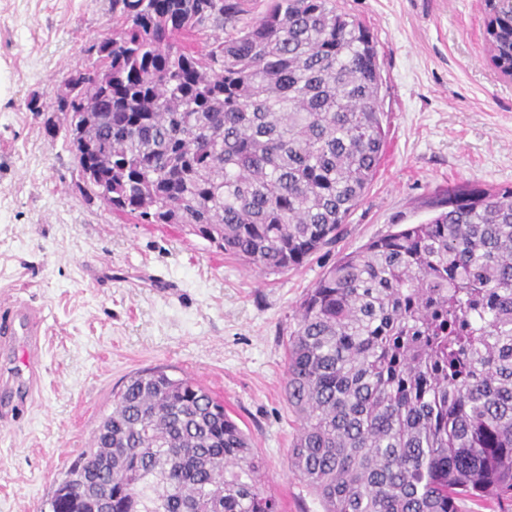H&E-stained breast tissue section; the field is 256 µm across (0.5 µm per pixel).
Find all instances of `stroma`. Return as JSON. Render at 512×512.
I'll list each match as a JSON object with an SVG mask.
<instances>
[{"instance_id":"stroma-1","label":"stroma","mask_w":512,"mask_h":512,"mask_svg":"<svg viewBox=\"0 0 512 512\" xmlns=\"http://www.w3.org/2000/svg\"><path fill=\"white\" fill-rule=\"evenodd\" d=\"M376 44L386 153L343 235L299 268L263 272L173 224L86 200L56 91L91 66L116 23L109 0H0V298L46 315L38 386L22 349H0V512H40L134 373L193 378L223 400L263 458L281 512H323L288 469L298 423L284 343L304 294L341 257L433 217L451 186L512 188V80L497 75L484 0H336ZM39 94L44 114L26 102Z\"/></svg>"}]
</instances>
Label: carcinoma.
Listing matches in <instances>:
<instances>
[{
	"mask_svg": "<svg viewBox=\"0 0 512 512\" xmlns=\"http://www.w3.org/2000/svg\"><path fill=\"white\" fill-rule=\"evenodd\" d=\"M110 0L119 32L56 96L92 194L177 224L262 271L336 243L386 131L369 30L335 0ZM209 33L199 52L179 36ZM490 60L512 72L486 13ZM446 210L366 244L300 301L285 344L299 422L289 467L324 512L512 506V188L454 186ZM264 461L190 377L134 374L50 512H280Z\"/></svg>",
	"mask_w": 512,
	"mask_h": 512,
	"instance_id": "obj_1",
	"label": "carcinoma"
}]
</instances>
